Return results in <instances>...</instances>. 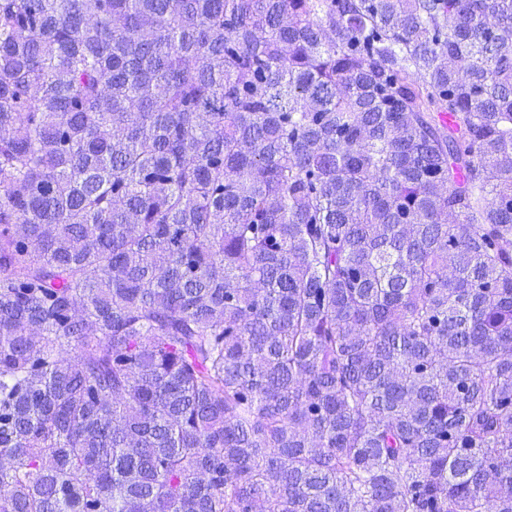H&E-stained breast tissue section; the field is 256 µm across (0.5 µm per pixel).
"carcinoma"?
<instances>
[{"label":"carcinoma","mask_w":512,"mask_h":512,"mask_svg":"<svg viewBox=\"0 0 512 512\" xmlns=\"http://www.w3.org/2000/svg\"><path fill=\"white\" fill-rule=\"evenodd\" d=\"M0 512H512V0H0Z\"/></svg>","instance_id":"obj_1"}]
</instances>
